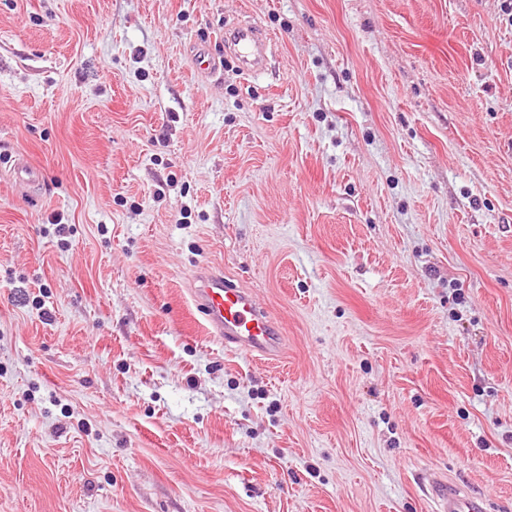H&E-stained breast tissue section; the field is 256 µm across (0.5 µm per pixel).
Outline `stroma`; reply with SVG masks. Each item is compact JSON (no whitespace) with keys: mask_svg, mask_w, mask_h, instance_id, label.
<instances>
[{"mask_svg":"<svg viewBox=\"0 0 512 512\" xmlns=\"http://www.w3.org/2000/svg\"><path fill=\"white\" fill-rule=\"evenodd\" d=\"M503 5L0 0V512H430L429 470L512 512ZM271 39L266 31L244 21L224 28V48L246 73H256L266 65ZM193 307L208 334L255 358L271 359L283 352L277 323L245 288L231 284L222 271L201 269L190 289Z\"/></svg>","mask_w":512,"mask_h":512,"instance_id":"35a3bbf8","label":"stroma"}]
</instances>
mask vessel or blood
Returning a JSON list of instances; mask_svg holds the SVG:
<instances>
[{"label":"vessel or blood","instance_id":"vessel-or-blood-1","mask_svg":"<svg viewBox=\"0 0 512 512\" xmlns=\"http://www.w3.org/2000/svg\"><path fill=\"white\" fill-rule=\"evenodd\" d=\"M270 42L266 31L247 21L224 30L227 54L247 73L263 70ZM191 296L210 336L255 358L271 359L282 354V333L277 323L250 291L231 284L223 272L201 269L194 277ZM425 491L433 504L432 512H486L484 499L443 473H431Z\"/></svg>","mask_w":512,"mask_h":512}]
</instances>
